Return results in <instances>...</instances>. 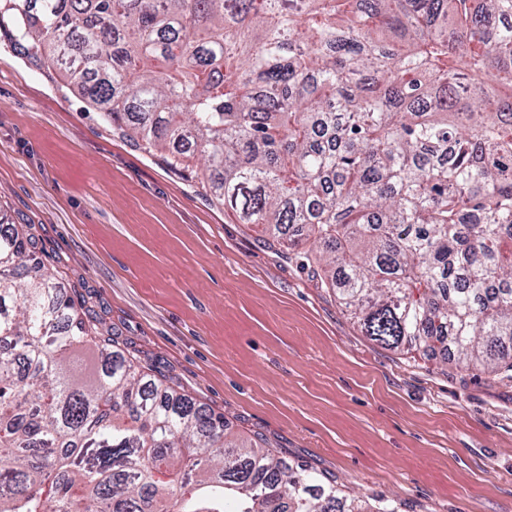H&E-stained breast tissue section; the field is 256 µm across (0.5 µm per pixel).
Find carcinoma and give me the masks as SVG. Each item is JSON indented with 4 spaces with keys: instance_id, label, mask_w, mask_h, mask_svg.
Wrapping results in <instances>:
<instances>
[{
    "instance_id": "cac0c4a2",
    "label": "carcinoma",
    "mask_w": 512,
    "mask_h": 512,
    "mask_svg": "<svg viewBox=\"0 0 512 512\" xmlns=\"http://www.w3.org/2000/svg\"><path fill=\"white\" fill-rule=\"evenodd\" d=\"M399 354L512 382V0H0V33ZM0 512H367L112 349L0 222Z\"/></svg>"
}]
</instances>
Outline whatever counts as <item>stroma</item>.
I'll use <instances>...</instances> for the list:
<instances>
[{"label": "stroma", "instance_id": "1", "mask_svg": "<svg viewBox=\"0 0 512 512\" xmlns=\"http://www.w3.org/2000/svg\"><path fill=\"white\" fill-rule=\"evenodd\" d=\"M0 37V216L231 434L404 512H512V384L362 336L335 294Z\"/></svg>", "mask_w": 512, "mask_h": 512}]
</instances>
